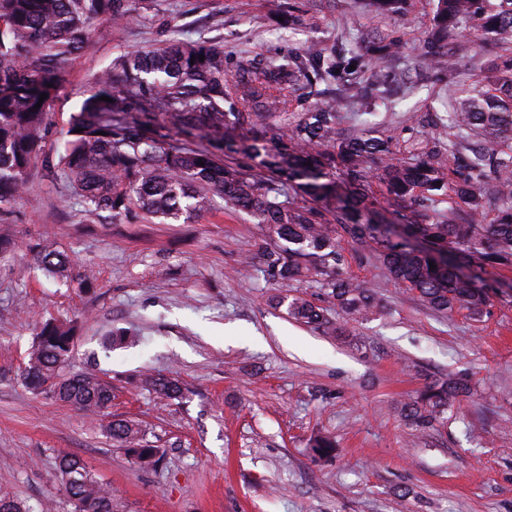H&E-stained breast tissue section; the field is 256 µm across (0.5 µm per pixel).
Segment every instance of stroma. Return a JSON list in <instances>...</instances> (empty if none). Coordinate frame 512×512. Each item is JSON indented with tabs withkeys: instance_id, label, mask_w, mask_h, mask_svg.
Segmentation results:
<instances>
[{
	"instance_id": "stroma-1",
	"label": "stroma",
	"mask_w": 512,
	"mask_h": 512,
	"mask_svg": "<svg viewBox=\"0 0 512 512\" xmlns=\"http://www.w3.org/2000/svg\"><path fill=\"white\" fill-rule=\"evenodd\" d=\"M269 3L156 0L71 62L46 153L61 147L114 58L172 38L210 40L231 63L351 43L368 70L402 78L398 97L376 106L378 134L401 157L430 138L456 89L484 85L505 54L496 38L462 32L436 63L422 61L434 0H408L388 16L366 0H284L290 26ZM390 42L399 52L373 60ZM12 210V248L0 254V496L73 512L57 462L75 454L112 490L117 512H512V269L489 271L490 313L477 322L423 309L371 252L346 246L347 273L369 282L384 309L340 340L272 304L287 292L324 298L314 283L268 279L260 225L222 201L186 222L91 216L65 179L37 166ZM42 238L73 261L67 279L49 276L31 252ZM71 318L79 330L69 371L111 384V417L138 421L163 468L135 464L106 432L108 419L20 384L37 327ZM116 330L138 343L106 349ZM448 372L470 377L472 397L444 425L413 432L400 404ZM147 374L178 380L181 395L145 390ZM320 432L335 438V459L312 456Z\"/></svg>"
}]
</instances>
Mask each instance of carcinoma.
<instances>
[{
	"instance_id": "1",
	"label": "carcinoma",
	"mask_w": 512,
	"mask_h": 512,
	"mask_svg": "<svg viewBox=\"0 0 512 512\" xmlns=\"http://www.w3.org/2000/svg\"><path fill=\"white\" fill-rule=\"evenodd\" d=\"M152 2L0 0L1 224L9 223L39 162L65 177L93 216L137 208L152 219L177 221L216 199L251 213L263 231L266 275L283 283L313 280L348 321H367L379 306L375 292L345 272L342 233L374 252L423 308L464 311L474 320L488 315L483 274L512 267V67L448 100L432 133L448 147L421 146L406 162L388 141L366 131L339 136L334 105L322 99L323 83L356 88L364 63L354 48L310 46L265 63L241 58L231 74L224 51L209 41L169 40L116 57L74 113L64 150L55 157L45 153L47 115L70 62L112 28L146 16ZM458 30L507 38L512 8L496 10L490 0H436L432 37L441 44ZM300 82L315 104L289 121L281 107ZM393 83L384 71L373 72L372 97H363L361 107L391 96ZM42 94L47 98L41 102ZM196 131L208 137L206 146L179 139ZM375 186L397 205L395 231L383 223ZM440 191L460 199L465 214L450 206L448 216L434 218L430 207ZM491 195L502 205L486 223ZM32 249L49 275L69 277L67 256L41 242ZM275 305L329 336L351 335L304 297L277 295ZM76 330L75 321L43 322L20 380L33 392L45 389L97 415L112 405V388L89 374H63ZM145 387L166 397L181 392L164 377H146ZM470 393L458 375L438 376L404 402L400 414L407 425L425 430L447 420L448 410ZM108 432L135 463L159 464V449L148 444L138 422L114 419ZM310 448L321 460L336 451L325 435L315 436ZM58 469L76 512H112V492L79 457L62 456Z\"/></svg>"
}]
</instances>
